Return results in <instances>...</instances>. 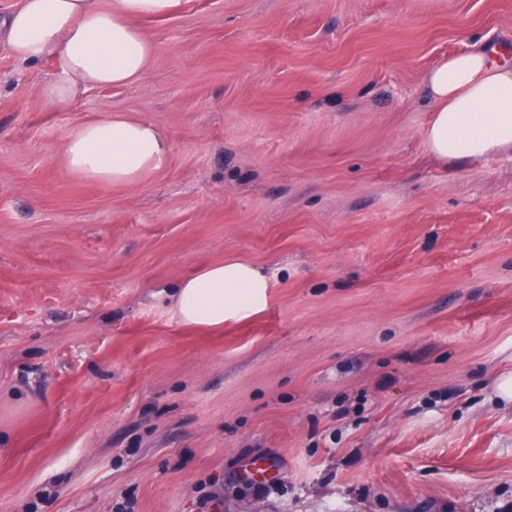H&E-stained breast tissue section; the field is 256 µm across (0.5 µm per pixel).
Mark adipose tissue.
Masks as SVG:
<instances>
[{
  "instance_id": "ef3b65f1",
  "label": "adipose tissue",
  "mask_w": 512,
  "mask_h": 512,
  "mask_svg": "<svg viewBox=\"0 0 512 512\" xmlns=\"http://www.w3.org/2000/svg\"><path fill=\"white\" fill-rule=\"evenodd\" d=\"M180 0H21L0 20V39L18 60L54 57L58 74L39 90L47 106L70 102L79 89L137 82L153 47L139 22L177 10ZM434 118L425 137L443 160H472L512 149V66L493 61L482 48L440 59L427 73ZM168 142L151 123L105 114L67 138L63 155L70 172L105 185L132 184L157 170ZM268 276L233 261L205 266L176 288L182 323L220 326L264 304Z\"/></svg>"
}]
</instances>
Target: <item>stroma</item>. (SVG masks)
I'll list each match as a JSON object with an SVG mask.
<instances>
[{
    "mask_svg": "<svg viewBox=\"0 0 512 512\" xmlns=\"http://www.w3.org/2000/svg\"><path fill=\"white\" fill-rule=\"evenodd\" d=\"M130 86L50 108L0 42V512H512V150L446 163L441 57L512 47V0H182ZM161 167L62 148L104 113ZM271 279L218 328L174 285ZM168 142L151 123L105 114L67 138L63 155L70 172L105 185L132 184L157 170ZM270 286L269 277L246 262L216 263L185 278L174 303L182 323L220 326L259 308Z\"/></svg>",
    "mask_w": 512,
    "mask_h": 512,
    "instance_id": "1",
    "label": "stroma"
}]
</instances>
